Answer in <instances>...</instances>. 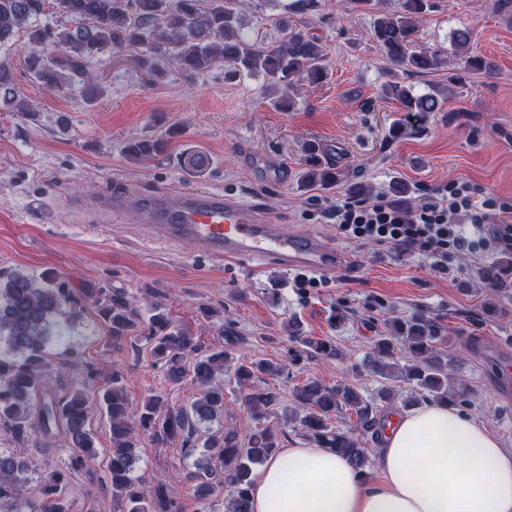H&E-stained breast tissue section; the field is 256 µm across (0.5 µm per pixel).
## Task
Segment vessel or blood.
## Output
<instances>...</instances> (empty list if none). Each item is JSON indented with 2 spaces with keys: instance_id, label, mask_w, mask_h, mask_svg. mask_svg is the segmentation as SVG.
<instances>
[{
  "instance_id": "vessel-or-blood-1",
  "label": "vessel or blood",
  "mask_w": 512,
  "mask_h": 512,
  "mask_svg": "<svg viewBox=\"0 0 512 512\" xmlns=\"http://www.w3.org/2000/svg\"><path fill=\"white\" fill-rule=\"evenodd\" d=\"M101 205L115 212L138 210L160 239L227 259L271 261L288 273L314 275L333 274L351 263L322 236L285 234L253 205L205 189L121 194L102 199Z\"/></svg>"
}]
</instances>
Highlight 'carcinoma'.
Wrapping results in <instances>:
<instances>
[{
  "instance_id": "carcinoma-1",
  "label": "carcinoma",
  "mask_w": 512,
  "mask_h": 512,
  "mask_svg": "<svg viewBox=\"0 0 512 512\" xmlns=\"http://www.w3.org/2000/svg\"><path fill=\"white\" fill-rule=\"evenodd\" d=\"M49 0H0V47L8 45L19 32L27 33V45L20 55L28 72L41 85L64 89L82 78L80 92L87 103L106 93L105 86L85 71V63L100 54L136 45L142 49L141 68L155 78L163 75L158 66L161 53L175 56L183 73L196 75L224 65V74L234 79L261 76L281 96L272 101L275 109L293 111L296 101L290 94L297 82L319 84L325 78V55L321 45L304 25L288 18L280 21L284 36L259 45L249 41L240 30L236 0H211L202 8L200 0H55L58 13L74 25L52 28L42 23L47 17ZM430 8L429 0H403L402 12L379 14L373 21V37L387 63L405 73L438 71L448 67V56L430 48L415 49L417 28ZM470 32L453 33L456 56L463 65L451 80L463 82L492 72L486 59L469 52ZM388 97L398 102L410 119H419L438 109L432 94L419 95L398 81L385 85ZM0 101L16 102L10 68L0 64ZM168 136L142 139L134 136L126 143V155L142 161L165 152ZM180 163L191 174L204 173L208 155L199 150H185ZM301 181L327 188L336 183L328 169L311 168L302 172ZM97 306L112 340L142 338L152 358L164 363L169 377L180 381L190 376L196 397L188 408L175 407L163 396L150 394L141 403L138 417H133L123 386V375L112 370L106 385L91 391L98 373L87 372L74 384L68 397L60 399L51 388L53 371L48 354L58 350L61 356H75L68 332L61 318H76L87 303ZM444 337L422 316H414L394 325L393 334L379 337L373 345L368 366L383 379H390V360L395 350L403 348L409 358L404 368L407 380L418 391L410 405L460 400L448 376V359L439 345ZM291 341L309 347L318 356L336 355V348L326 341H312L294 335ZM233 369L244 404L255 419L261 420L282 408L280 392L271 387L254 388L259 375L278 376L283 366L266 360L233 361L222 350L201 355L194 337L188 335L169 317L159 300L141 311L137 300L123 289L105 291L87 288L75 294L55 272L38 275L23 271L0 273V425L19 442L63 425L70 448L64 467L46 474L41 481V499L25 496L33 462L14 453L0 451V512H74L66 492L71 473L84 469L96 456L87 421L93 402H98L109 423L112 452L108 459V480L112 499L119 512H183L179 502L161 491L141 486L132 476L137 439L149 434L165 443L181 434H191L201 423L224 418V369ZM350 410L356 417L355 429L343 431L329 420ZM284 417L298 424L302 434L323 448L346 458L355 468L365 470L367 449L359 434L378 436L376 406L350 385L324 386L310 381L293 390V402ZM199 447L213 462L196 476L193 495L203 512H214L212 501L230 487L225 512H251L249 487L253 467L280 451V435L269 425L256 428L247 443L238 432L222 428L204 435Z\"/></svg>"
}]
</instances>
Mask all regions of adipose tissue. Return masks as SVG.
<instances>
[{
  "mask_svg": "<svg viewBox=\"0 0 512 512\" xmlns=\"http://www.w3.org/2000/svg\"><path fill=\"white\" fill-rule=\"evenodd\" d=\"M380 480L305 441L256 473L251 512H512V450L439 403L395 412L374 451Z\"/></svg>",
  "mask_w": 512,
  "mask_h": 512,
  "instance_id": "1",
  "label": "adipose tissue"
}]
</instances>
